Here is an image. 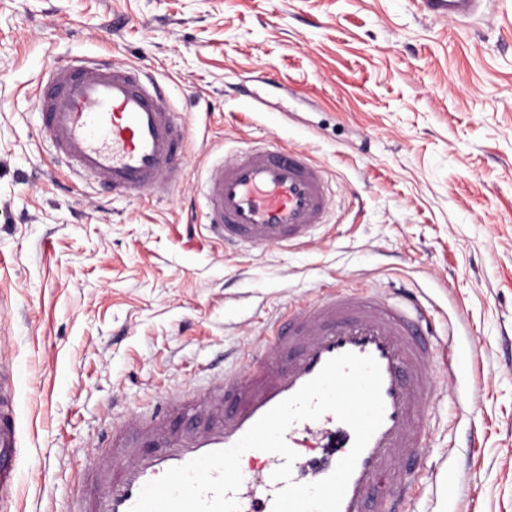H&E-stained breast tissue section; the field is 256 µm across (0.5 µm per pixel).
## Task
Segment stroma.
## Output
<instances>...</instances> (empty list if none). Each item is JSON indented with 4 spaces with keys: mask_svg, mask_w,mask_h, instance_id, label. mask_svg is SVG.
I'll list each match as a JSON object with an SVG mask.
<instances>
[{
    "mask_svg": "<svg viewBox=\"0 0 512 512\" xmlns=\"http://www.w3.org/2000/svg\"><path fill=\"white\" fill-rule=\"evenodd\" d=\"M80 56L166 83L188 147L164 199L52 164L34 100ZM267 140L326 169L331 220L303 247L225 250L202 222L206 169ZM376 288L417 298L433 332L405 512H512V0L466 23L414 0H0L13 512H65L101 431L253 359L289 307Z\"/></svg>",
    "mask_w": 512,
    "mask_h": 512,
    "instance_id": "stroma-1",
    "label": "stroma"
}]
</instances>
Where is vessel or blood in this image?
<instances>
[{
  "label": "vessel or blood",
  "instance_id": "vessel-or-blood-1",
  "mask_svg": "<svg viewBox=\"0 0 512 512\" xmlns=\"http://www.w3.org/2000/svg\"><path fill=\"white\" fill-rule=\"evenodd\" d=\"M484 0H416L418 11L440 21H463ZM168 90L139 66L102 57L52 66L35 105L53 145V161L81 179H93L120 196L165 197L177 185L183 155L181 115L167 104ZM325 170L299 149L250 145L212 164L203 190V215L225 244L258 249L302 246L330 220ZM418 305L384 293L339 291L290 308L270 329L256 360L221 374L190 398L157 399L150 417L112 429L100 439L109 463L87 472L68 512H129L142 487L168 469L233 446L269 409L297 392L331 358L346 352L372 356L382 374L384 420L360 454L340 512H401L413 480L407 467L426 436L424 419L435 397L434 356L419 330ZM191 414L193 423L173 420ZM326 440V463L292 470L308 484L329 476L353 444V432L334 414L292 424L284 438L298 448L303 434ZM12 387L0 374V506L14 494L20 455ZM283 459L267 454L260 476L243 479L235 494L252 512H272L282 482L273 471Z\"/></svg>",
  "mask_w": 512,
  "mask_h": 512
}]
</instances>
